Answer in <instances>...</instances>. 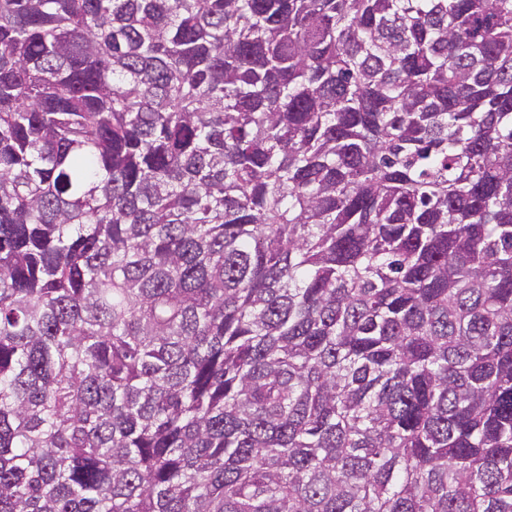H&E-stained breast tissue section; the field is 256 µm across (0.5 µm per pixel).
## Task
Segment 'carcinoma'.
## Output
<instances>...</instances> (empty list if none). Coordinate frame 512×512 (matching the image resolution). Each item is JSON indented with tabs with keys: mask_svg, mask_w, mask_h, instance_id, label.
Listing matches in <instances>:
<instances>
[{
	"mask_svg": "<svg viewBox=\"0 0 512 512\" xmlns=\"http://www.w3.org/2000/svg\"><path fill=\"white\" fill-rule=\"evenodd\" d=\"M0 512H512V0H0Z\"/></svg>",
	"mask_w": 512,
	"mask_h": 512,
	"instance_id": "1",
	"label": "carcinoma"
}]
</instances>
